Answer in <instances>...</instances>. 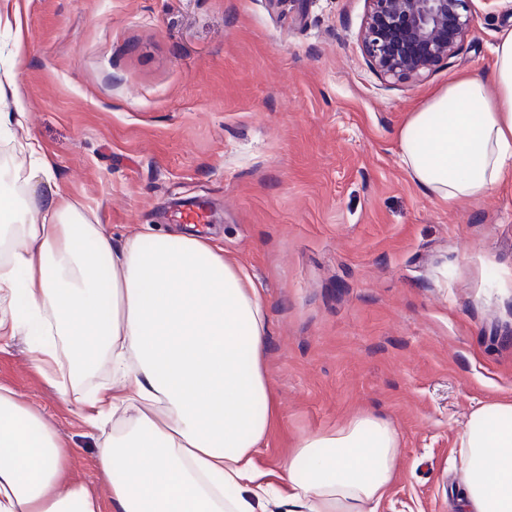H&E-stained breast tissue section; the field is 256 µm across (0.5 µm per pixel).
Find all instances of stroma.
<instances>
[{"label": "stroma", "instance_id": "1", "mask_svg": "<svg viewBox=\"0 0 512 512\" xmlns=\"http://www.w3.org/2000/svg\"><path fill=\"white\" fill-rule=\"evenodd\" d=\"M472 32L415 82L384 80L358 39L365 0H9L0 71L61 189L114 236L181 235L175 206L236 257L268 315L274 423L255 462L360 414L391 423L400 470L380 512H459L460 435L512 402V177L444 203L408 176L397 132L433 89L489 77L512 0H472ZM0 385L91 461L100 440L35 366L0 340Z\"/></svg>", "mask_w": 512, "mask_h": 512}]
</instances>
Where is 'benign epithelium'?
Here are the masks:
<instances>
[{
    "instance_id": "7a95c632",
    "label": "benign epithelium",
    "mask_w": 512,
    "mask_h": 512,
    "mask_svg": "<svg viewBox=\"0 0 512 512\" xmlns=\"http://www.w3.org/2000/svg\"><path fill=\"white\" fill-rule=\"evenodd\" d=\"M472 0H366L363 53L384 79L415 80L452 58L472 28Z\"/></svg>"
}]
</instances>
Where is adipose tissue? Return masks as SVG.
I'll use <instances>...</instances> for the list:
<instances>
[{
  "mask_svg": "<svg viewBox=\"0 0 512 512\" xmlns=\"http://www.w3.org/2000/svg\"><path fill=\"white\" fill-rule=\"evenodd\" d=\"M490 78L432 90L398 132L425 193L476 199L512 174V28ZM13 74L0 76V136L35 152ZM43 377L67 389L101 365L112 383L78 399L104 431L93 461L112 512H378L398 469L396 430L371 415L299 435L285 464L256 466L271 427L268 321L253 278L209 239L115 238L38 158L0 188V337L32 330ZM459 512H512V403L475 410L460 437ZM42 413L0 385V512H103Z\"/></svg>",
  "mask_w": 512,
  "mask_h": 512,
  "instance_id": "ef3b65f1",
  "label": "adipose tissue"
}]
</instances>
